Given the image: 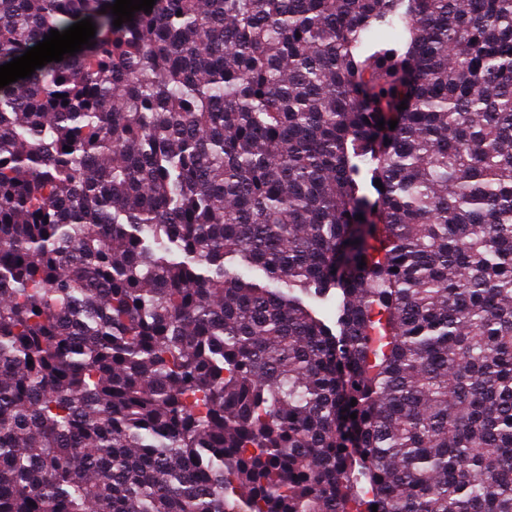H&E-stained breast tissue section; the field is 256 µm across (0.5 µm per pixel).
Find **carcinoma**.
Masks as SVG:
<instances>
[{
	"label": "carcinoma",
	"mask_w": 512,
	"mask_h": 512,
	"mask_svg": "<svg viewBox=\"0 0 512 512\" xmlns=\"http://www.w3.org/2000/svg\"><path fill=\"white\" fill-rule=\"evenodd\" d=\"M114 2L0 0V512H512V0Z\"/></svg>",
	"instance_id": "cac0c4a2"
}]
</instances>
